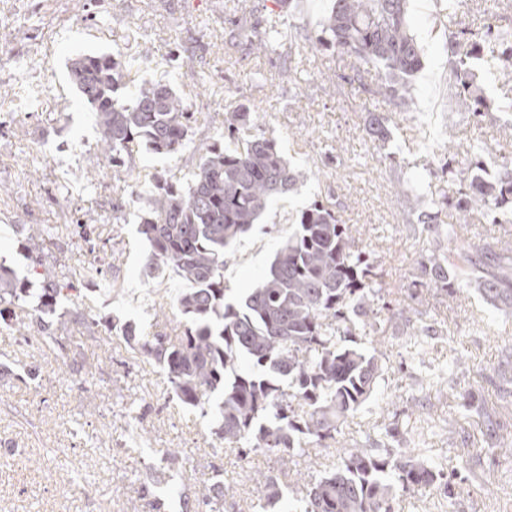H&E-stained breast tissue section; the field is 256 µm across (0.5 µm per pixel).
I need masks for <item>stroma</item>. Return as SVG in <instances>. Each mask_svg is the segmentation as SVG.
I'll return each mask as SVG.
<instances>
[{
    "instance_id": "35a3bbf8",
    "label": "stroma",
    "mask_w": 512,
    "mask_h": 512,
    "mask_svg": "<svg viewBox=\"0 0 512 512\" xmlns=\"http://www.w3.org/2000/svg\"><path fill=\"white\" fill-rule=\"evenodd\" d=\"M271 0H0V264L39 286L65 274L78 293L50 320L19 314L21 331L0 322V512H125L129 500H161V512H193L216 477L229 489L224 512H262L256 472L277 476L289 500L301 495L289 464L256 453L240 462L212 432L210 417L182 407L160 369L111 334L114 320L151 332L179 326L172 314L186 283L171 270L145 274L149 252L138 232L153 176L187 184L205 146L233 147L224 136V101L259 112V129L275 139L304 174L275 199L260 223L225 255L224 282L234 293L254 287L314 200L333 203L341 223L355 225L371 252L394 315L365 349L386 357L375 400L342 425L328 448L310 449L307 479L332 471L343 453L405 413L425 418L429 464L464 470L455 505L435 491L406 494L402 512H512V314L471 288L468 301L413 286L433 238L406 211L399 191L412 173L425 183L459 182L471 157L496 173L512 158V114L482 123L454 111L448 90V36L435 0H410L409 22L423 47L410 111H389L382 148L364 138L365 114L353 89L333 83L330 52L294 58L293 78L280 74L285 42L264 54L250 42L269 30ZM114 54L131 82L124 96L152 82L171 83L198 114L177 156L135 148L113 164L98 148L92 112L68 78L79 54ZM195 68L181 64L184 55ZM55 225L40 261L26 249L30 226ZM426 326L427 354L410 349ZM55 332V344L40 338ZM473 393L471 409L460 406ZM177 448L183 473L161 474L162 449Z\"/></svg>"
}]
</instances>
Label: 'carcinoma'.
Returning <instances> with one entry per match:
<instances>
[{"label":"carcinoma","mask_w":512,"mask_h":512,"mask_svg":"<svg viewBox=\"0 0 512 512\" xmlns=\"http://www.w3.org/2000/svg\"><path fill=\"white\" fill-rule=\"evenodd\" d=\"M482 32L448 31V87L456 109L483 116L512 112V96L488 97L486 85L512 73V30L502 25L512 0H486ZM459 0H439L437 20L457 25ZM331 49L351 63L350 85L364 102L382 101L399 110L409 104L412 79L422 67L423 49L411 34L407 0H332L316 30L288 39V55ZM69 77L91 109L103 152L116 159L143 144L174 157L186 146L193 113L170 84L140 88L132 101L120 90L128 73L111 54L70 59ZM388 118L367 110L365 132L373 146L388 140ZM224 129L241 146L204 149L187 186L163 173L143 208L139 233L150 245L151 263L169 267L191 284L173 303L185 319L172 334H149L131 323H112L141 356L163 372L185 406L213 416L215 434L240 456L262 450L297 462L311 448L336 440L341 426L373 397L385 364L356 340L378 331L386 304L374 305L378 277L366 246L352 225L342 224L330 204L315 201L300 211L294 232L276 250L259 284L236 299L224 286V257L239 237L258 223L272 200L294 189L302 173L288 164L274 139L258 132L256 112L236 101L225 104ZM425 230L440 235L441 214L453 209L459 223L474 220L471 207L512 213V165L493 181L479 178L431 197L412 187L403 192ZM55 228H32L29 251L39 254ZM456 269L479 282L490 301L512 309V244L461 242ZM448 256L439 248L420 262L419 284L456 296L463 279L448 275ZM72 286L47 275L39 288L0 272V304L50 315L71 300ZM361 318L352 323L348 311ZM397 443L379 452L351 448L334 471L303 486L300 512H400L401 494L435 490L453 501L464 479L429 466L407 450L415 439L410 421L386 427ZM261 500L275 507L284 498L277 478L260 472ZM203 512H224V481L202 499Z\"/></svg>","instance_id":"carcinoma-1"}]
</instances>
